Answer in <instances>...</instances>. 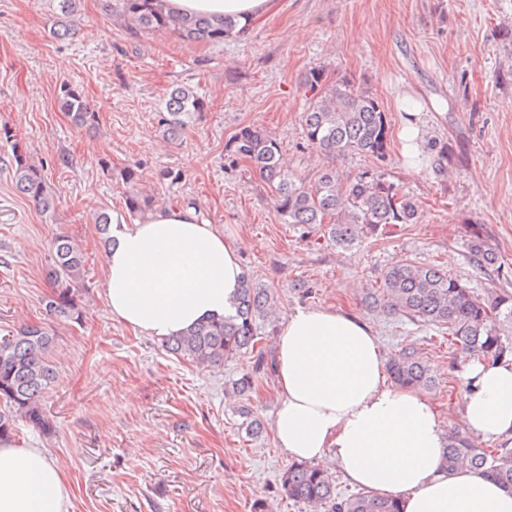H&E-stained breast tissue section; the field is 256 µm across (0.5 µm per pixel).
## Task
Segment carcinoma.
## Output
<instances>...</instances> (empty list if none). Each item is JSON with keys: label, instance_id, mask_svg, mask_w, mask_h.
Returning <instances> with one entry per match:
<instances>
[{"label": "carcinoma", "instance_id": "obj_1", "mask_svg": "<svg viewBox=\"0 0 512 512\" xmlns=\"http://www.w3.org/2000/svg\"><path fill=\"white\" fill-rule=\"evenodd\" d=\"M161 0H115L105 11L118 13L128 26L140 31H171L189 42H222L236 28L230 19L213 20L204 15L166 13ZM305 84L313 91L312 101L302 114L309 145L327 156L370 153L383 157L389 147L388 123L379 102L366 91L353 88L346 79L325 84L321 68H312ZM60 108L78 129L91 128L98 112L82 92L70 85L60 89ZM166 113L158 120L159 133L169 145H180L186 129L201 116L204 102L192 89H172ZM231 161L249 162L272 191L275 210L290 224L319 225L329 241L345 249L389 224H411L417 218L412 199L380 176L361 173L343 180L336 169H322L314 184L288 170L280 144L263 129L248 125L226 144ZM17 189L38 209L52 215L59 200L48 190L44 170L26 152L13 146L10 162ZM126 184L125 205L129 214L145 218L156 206L153 195L137 189L138 171L121 173ZM478 266L497 263L498 256L480 240L469 245ZM85 258L80 246L67 234L53 241L48 278L55 292L46 302L52 315L81 320V290L76 285L84 273ZM273 288L244 277L235 302V314L222 320L200 323L179 336L166 339L168 350L199 367H208L243 353L255 355L252 371L234 381L233 391L246 395L254 386V374L268 366L260 331L276 306ZM364 304L372 312L400 315L412 322L448 330V341L470 356L501 361L512 356V292L492 291L480 297L460 280L436 266L398 263L387 269L380 285L370 288ZM52 345L50 330L37 324L0 337V441L17 436L19 422L49 433L52 424L42 407V396L55 381L48 358ZM392 381L401 387L424 389L434 379L417 349L407 344L389 360ZM448 472H482L502 487L512 490V444L504 441L487 450L465 434L454 431L442 451ZM288 499L316 512H401L399 501L368 492L347 498L336 496L335 481L318 465L295 462L281 476Z\"/></svg>", "mask_w": 512, "mask_h": 512}]
</instances>
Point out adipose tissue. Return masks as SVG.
I'll list each match as a JSON object with an SVG mask.
<instances>
[{
    "instance_id": "1",
    "label": "adipose tissue",
    "mask_w": 512,
    "mask_h": 512,
    "mask_svg": "<svg viewBox=\"0 0 512 512\" xmlns=\"http://www.w3.org/2000/svg\"><path fill=\"white\" fill-rule=\"evenodd\" d=\"M167 7L246 23L270 0H165ZM104 292L114 319L147 336H176L233 314L242 285L232 235L189 208L145 220L113 214ZM276 445L290 457L337 465L352 483L398 499L403 512H512V493L441 464L446 432L427 394L393 385L371 328L330 308L289 317L274 351ZM461 417L476 442L512 441V360L468 364ZM69 486L45 451L0 442V512H69Z\"/></svg>"
}]
</instances>
